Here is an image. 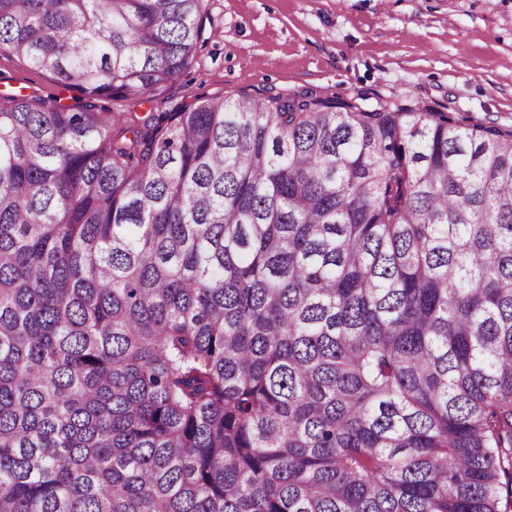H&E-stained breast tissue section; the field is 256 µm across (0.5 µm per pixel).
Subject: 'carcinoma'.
<instances>
[{"label": "carcinoma", "mask_w": 512, "mask_h": 512, "mask_svg": "<svg viewBox=\"0 0 512 512\" xmlns=\"http://www.w3.org/2000/svg\"><path fill=\"white\" fill-rule=\"evenodd\" d=\"M203 0H0V512H512V130L154 99ZM41 98L57 97L62 104H73L75 92L63 89L54 77L35 69L17 57L0 54V94L18 93Z\"/></svg>", "instance_id": "carcinoma-1"}]
</instances>
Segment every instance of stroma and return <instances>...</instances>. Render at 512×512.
<instances>
[{
	"mask_svg": "<svg viewBox=\"0 0 512 512\" xmlns=\"http://www.w3.org/2000/svg\"><path fill=\"white\" fill-rule=\"evenodd\" d=\"M205 42L161 97L122 112H174L201 96L310 91L405 98L512 128V0H205ZM73 94L0 54V94Z\"/></svg>",
	"mask_w": 512,
	"mask_h": 512,
	"instance_id": "obj_1",
	"label": "stroma"
}]
</instances>
